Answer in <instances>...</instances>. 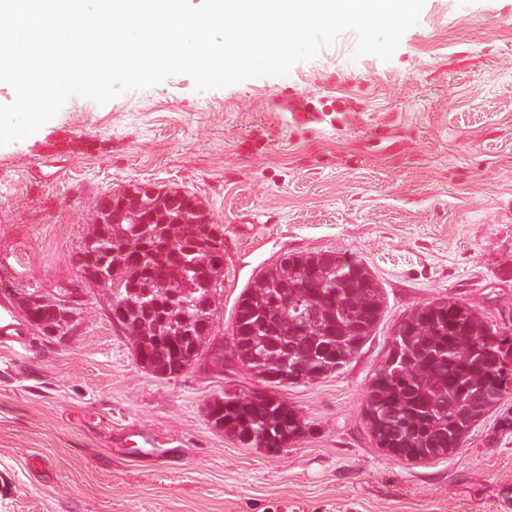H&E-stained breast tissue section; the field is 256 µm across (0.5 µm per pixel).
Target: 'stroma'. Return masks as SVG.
I'll list each match as a JSON object with an SVG mask.
<instances>
[{
	"label": "stroma",
	"mask_w": 512,
	"mask_h": 512,
	"mask_svg": "<svg viewBox=\"0 0 512 512\" xmlns=\"http://www.w3.org/2000/svg\"><path fill=\"white\" fill-rule=\"evenodd\" d=\"M344 32L284 77L199 91L186 75L100 105L73 96L0 147V307L27 342L0 341V512H512V434L482 415L452 455L388 456L362 417L395 326L453 297L512 312V0H425L390 61ZM336 110L302 122V101ZM192 193L224 227L213 333L285 253L335 251L368 268L384 314L340 374L270 389L232 358L172 378L142 369L83 302L73 335L19 307L79 279L99 198L131 183ZM273 392L306 424L279 452L213 428V395ZM162 456L113 453L121 428Z\"/></svg>",
	"instance_id": "stroma-1"
}]
</instances>
